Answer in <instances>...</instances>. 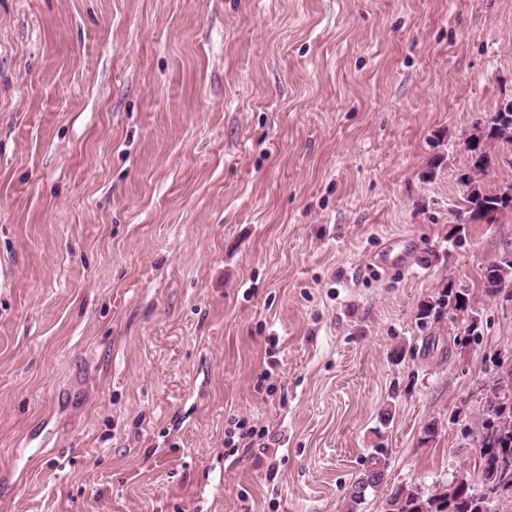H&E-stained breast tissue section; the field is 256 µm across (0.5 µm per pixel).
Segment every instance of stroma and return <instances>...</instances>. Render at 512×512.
Returning a JSON list of instances; mask_svg holds the SVG:
<instances>
[{
    "label": "stroma",
    "mask_w": 512,
    "mask_h": 512,
    "mask_svg": "<svg viewBox=\"0 0 512 512\" xmlns=\"http://www.w3.org/2000/svg\"><path fill=\"white\" fill-rule=\"evenodd\" d=\"M507 99L512 0H0V512H344L374 453L383 512L474 468L512 213L462 223L458 177ZM512 280V259L504 257L498 259L490 264L484 272V288L488 295L496 296L499 294L506 285L509 284V280ZM504 281V288H500V285ZM468 289L460 288L457 284L455 288L443 286L439 298L435 302L423 301L417 307V316L419 320H425L435 317L448 305V309L456 312H464L468 305ZM438 307V308H437ZM438 309V310H437ZM233 428L224 431V446L237 452L238 448H262L258 443L264 436V429L251 425L248 419H241L232 424Z\"/></svg>",
    "instance_id": "stroma-1"
}]
</instances>
